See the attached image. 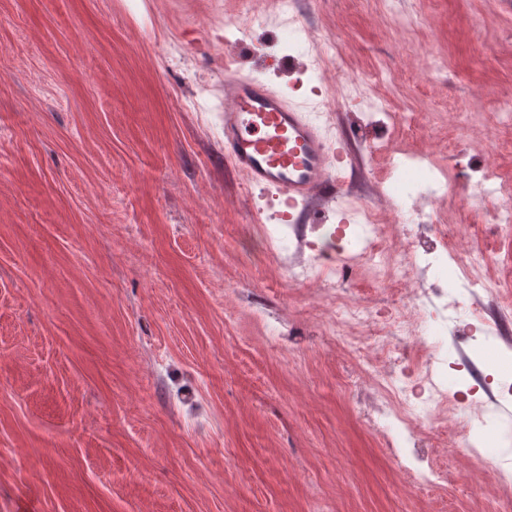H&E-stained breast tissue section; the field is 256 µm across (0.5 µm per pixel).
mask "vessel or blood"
Instances as JSON below:
<instances>
[{"label":"vessel or blood","instance_id":"obj_1","mask_svg":"<svg viewBox=\"0 0 512 512\" xmlns=\"http://www.w3.org/2000/svg\"><path fill=\"white\" fill-rule=\"evenodd\" d=\"M224 106V154L248 182L282 196L290 209L308 212L317 195L335 197L329 148L308 112L267 83L232 77Z\"/></svg>","mask_w":512,"mask_h":512}]
</instances>
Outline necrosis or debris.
<instances>
[{
  "label": "necrosis or debris",
  "mask_w": 512,
  "mask_h": 512,
  "mask_svg": "<svg viewBox=\"0 0 512 512\" xmlns=\"http://www.w3.org/2000/svg\"><path fill=\"white\" fill-rule=\"evenodd\" d=\"M388 201L401 211L417 205L426 186L447 185L449 171L406 157L393 164ZM465 201L486 202L488 234L512 240V181L492 164L466 176ZM351 223L323 227L307 241L301 225H277L287 250L288 280L321 284L336 310L324 324L328 334L359 357L353 385L365 422L385 447L404 457L412 486L448 478L431 449L459 396L448 392V360L466 357L472 341L494 337L488 355L512 395V295L483 271L494 253L459 245V230L447 224H402L396 235L384 230L369 209L351 210ZM386 286L390 300L376 307L353 293L356 278ZM493 302L498 319L484 316ZM452 343H444V335Z\"/></svg>",
  "instance_id": "4bbe7bcc"
}]
</instances>
